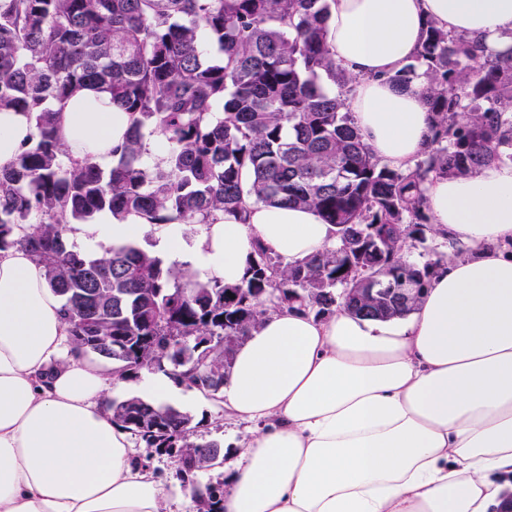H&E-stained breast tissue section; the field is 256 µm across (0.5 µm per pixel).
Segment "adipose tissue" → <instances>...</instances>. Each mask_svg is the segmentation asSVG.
I'll list each match as a JSON object with an SVG mask.
<instances>
[{
    "instance_id": "adipose-tissue-1",
    "label": "adipose tissue",
    "mask_w": 512,
    "mask_h": 512,
    "mask_svg": "<svg viewBox=\"0 0 512 512\" xmlns=\"http://www.w3.org/2000/svg\"><path fill=\"white\" fill-rule=\"evenodd\" d=\"M512 52V0H330L327 37L356 80L346 104L376 157L404 170L423 156L432 115L420 92L385 81L416 53L426 21ZM57 139L105 164L132 117L97 87L56 105ZM35 131L0 110V167ZM435 235L477 247L434 276L407 321L345 309L319 319L268 311L237 347L218 397L266 428L241 450L224 512H498L512 474V162L436 177L425 190ZM139 215L70 225L103 253L152 229ZM159 243L204 278L240 283L256 245L292 264L336 247L309 208L250 206L193 243L179 223ZM63 301L22 247L0 252V512H177L131 463L109 402L120 379L76 348Z\"/></svg>"
}]
</instances>
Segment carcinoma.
I'll list each match as a JSON object with an SVG mask.
<instances>
[{"instance_id":"1","label":"carcinoma","mask_w":512,"mask_h":512,"mask_svg":"<svg viewBox=\"0 0 512 512\" xmlns=\"http://www.w3.org/2000/svg\"><path fill=\"white\" fill-rule=\"evenodd\" d=\"M330 0H0V110L32 114L35 134L0 169V251L27 248L63 299L72 342L119 364L120 377H180L167 337L190 336L206 356L210 394L232 354L278 304L317 313L369 307L348 288H373L382 320L408 315L394 288L427 285L442 257L402 255L408 229L429 223L425 183L512 161V53L471 61L483 45L426 24L412 60L386 80L418 88L433 114L429 150L396 170L363 140L344 94L354 75L327 42ZM98 86L132 116L126 141L102 167L72 158L55 134L54 104ZM154 138L164 154L144 161ZM251 204L306 206L336 228L338 246L288 265L259 245L241 283L185 278L133 242L100 256L67 246L70 224L101 213L150 224H207ZM117 424L155 448L189 440V414L129 397Z\"/></svg>"}]
</instances>
